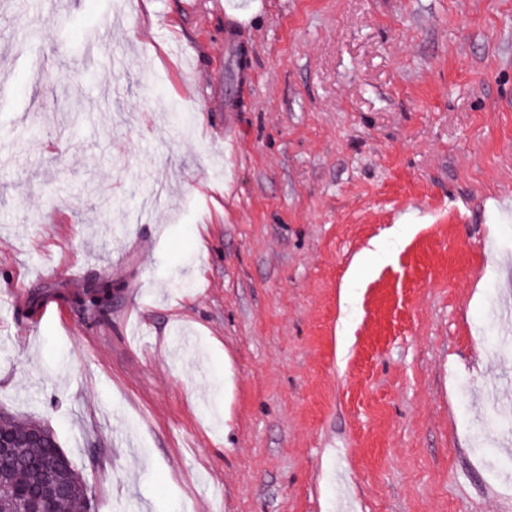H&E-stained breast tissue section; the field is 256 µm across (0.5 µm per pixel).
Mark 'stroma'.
Returning <instances> with one entry per match:
<instances>
[{"instance_id": "1", "label": "stroma", "mask_w": 512, "mask_h": 512, "mask_svg": "<svg viewBox=\"0 0 512 512\" xmlns=\"http://www.w3.org/2000/svg\"><path fill=\"white\" fill-rule=\"evenodd\" d=\"M196 2L0 0V410L97 512H512V0ZM37 428L43 430L46 435V444L40 448L30 446L27 441L29 431ZM0 429L12 432L15 435L18 446L16 448V455L22 459L42 457L54 449L47 446L58 445L53 432L48 426L33 420L18 418L12 414L0 415Z\"/></svg>"}]
</instances>
